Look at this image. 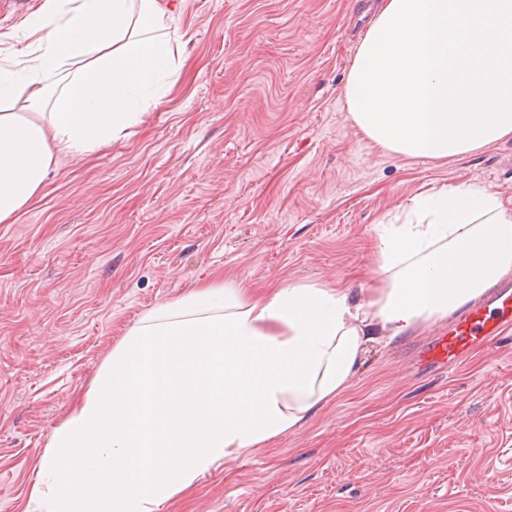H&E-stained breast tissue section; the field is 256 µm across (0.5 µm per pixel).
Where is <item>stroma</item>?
I'll use <instances>...</instances> for the list:
<instances>
[{
    "instance_id": "stroma-1",
    "label": "stroma",
    "mask_w": 512,
    "mask_h": 512,
    "mask_svg": "<svg viewBox=\"0 0 512 512\" xmlns=\"http://www.w3.org/2000/svg\"><path fill=\"white\" fill-rule=\"evenodd\" d=\"M364 0H179L180 67L120 138L51 168L0 224V512H26L56 426L126 332L210 272L263 291L376 276L420 194L512 200V139L460 159L373 145L345 106ZM25 17L0 60L34 54ZM447 320L370 343L297 430L224 460L165 512H512V327L456 367Z\"/></svg>"
}]
</instances>
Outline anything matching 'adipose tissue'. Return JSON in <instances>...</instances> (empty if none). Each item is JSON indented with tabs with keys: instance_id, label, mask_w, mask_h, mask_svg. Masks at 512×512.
Wrapping results in <instances>:
<instances>
[{
	"instance_id": "obj_1",
	"label": "adipose tissue",
	"mask_w": 512,
	"mask_h": 512,
	"mask_svg": "<svg viewBox=\"0 0 512 512\" xmlns=\"http://www.w3.org/2000/svg\"><path fill=\"white\" fill-rule=\"evenodd\" d=\"M175 0H45L38 52L0 65V223L56 161L119 137L158 101L180 49ZM387 225L362 302L329 284L258 295L216 274L151 309L45 448L28 512H161L225 459L299 428L349 387L367 343L447 318L512 278V206L468 185Z\"/></svg>"
}]
</instances>
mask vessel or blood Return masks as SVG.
<instances>
[{"label": "vessel or blood", "mask_w": 512, "mask_h": 512, "mask_svg": "<svg viewBox=\"0 0 512 512\" xmlns=\"http://www.w3.org/2000/svg\"><path fill=\"white\" fill-rule=\"evenodd\" d=\"M511 326L512 286H503L481 305L469 307L455 318L448 330L427 348L426 357L434 363L456 365L474 346L493 343Z\"/></svg>", "instance_id": "1"}]
</instances>
